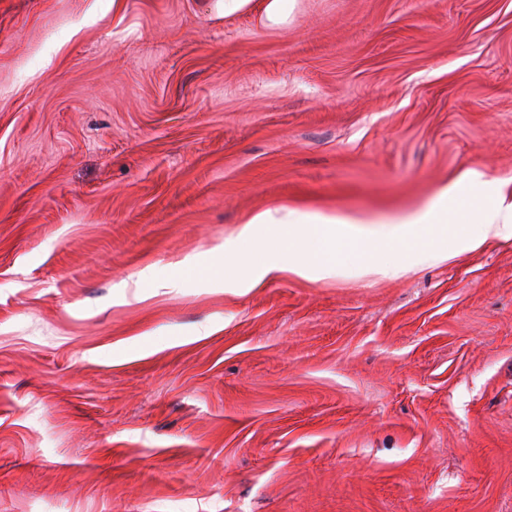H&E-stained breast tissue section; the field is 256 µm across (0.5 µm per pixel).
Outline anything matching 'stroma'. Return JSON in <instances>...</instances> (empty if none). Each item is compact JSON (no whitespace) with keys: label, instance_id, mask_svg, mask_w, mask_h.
Masks as SVG:
<instances>
[{"label":"stroma","instance_id":"obj_1","mask_svg":"<svg viewBox=\"0 0 512 512\" xmlns=\"http://www.w3.org/2000/svg\"><path fill=\"white\" fill-rule=\"evenodd\" d=\"M0 0V512H512V241L285 272L264 210L512 181V0ZM295 6L296 0H215V9L224 19L252 12L274 25L287 24Z\"/></svg>","mask_w":512,"mask_h":512}]
</instances>
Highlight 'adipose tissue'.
I'll return each instance as SVG.
<instances>
[{"instance_id":"adipose-tissue-1","label":"adipose tissue","mask_w":512,"mask_h":512,"mask_svg":"<svg viewBox=\"0 0 512 512\" xmlns=\"http://www.w3.org/2000/svg\"><path fill=\"white\" fill-rule=\"evenodd\" d=\"M295 6L296 0H215L224 17L252 12L274 25L287 24ZM259 226L280 230L281 235L256 265L244 262L233 245H225V287L254 286L280 272L325 280L368 271L395 279L406 269L449 260L488 240H512V199L498 180L469 171L396 224L265 210L244 225L240 239H249Z\"/></svg>"}]
</instances>
